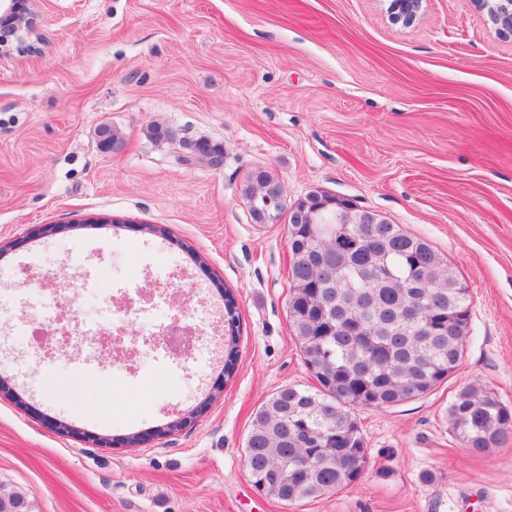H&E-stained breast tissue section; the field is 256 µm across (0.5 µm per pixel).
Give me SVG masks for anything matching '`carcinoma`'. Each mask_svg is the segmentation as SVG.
Segmentation results:
<instances>
[{"label": "carcinoma", "instance_id": "1", "mask_svg": "<svg viewBox=\"0 0 512 512\" xmlns=\"http://www.w3.org/2000/svg\"><path fill=\"white\" fill-rule=\"evenodd\" d=\"M104 151L122 138L99 130ZM185 161L203 164L210 141L182 142ZM244 198L256 224L291 211L293 256L288 316L314 389L285 385L252 414L244 453L254 487L284 503L347 487L367 461L359 407H388L428 394L459 365L469 332V289L425 239L380 218L362 224L347 199L315 190L288 204L281 181L250 171ZM237 303L224 291V376L238 359ZM448 425L462 447L484 452L512 434V410L480 382L457 389ZM0 512H30L23 494Z\"/></svg>", "mask_w": 512, "mask_h": 512}]
</instances>
